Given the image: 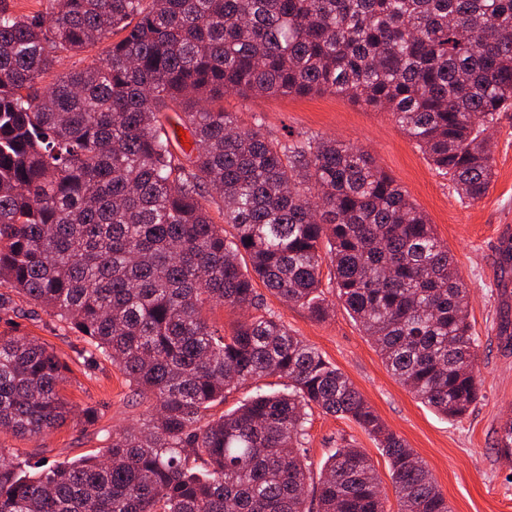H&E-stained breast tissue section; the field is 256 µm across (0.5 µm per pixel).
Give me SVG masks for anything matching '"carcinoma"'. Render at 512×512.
<instances>
[{"instance_id": "obj_1", "label": "carcinoma", "mask_w": 512, "mask_h": 512, "mask_svg": "<svg viewBox=\"0 0 512 512\" xmlns=\"http://www.w3.org/2000/svg\"><path fill=\"white\" fill-rule=\"evenodd\" d=\"M0 6V314L24 299L154 398L104 453L18 466L0 447V512H385L354 444L306 507L314 410L357 423L387 458L398 512H451L425 462L349 378L264 307L254 281L322 320L336 296L396 380L449 418L480 398L469 286L427 215L371 155L263 132L239 97L330 93L392 115L458 195L493 176L485 137L512 110V0H46ZM102 63L42 79L114 34ZM192 140L175 151L177 128ZM217 212L223 224L214 221ZM233 229L227 233L224 225ZM251 311L230 334L206 307ZM71 369L0 334V429L66 420ZM234 410L224 393L269 377ZM498 451L512 455V419Z\"/></svg>"}]
</instances>
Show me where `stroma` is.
I'll return each mask as SVG.
<instances>
[{"mask_svg": "<svg viewBox=\"0 0 512 512\" xmlns=\"http://www.w3.org/2000/svg\"><path fill=\"white\" fill-rule=\"evenodd\" d=\"M227 110L261 113L268 132H308L363 147L376 164L405 189L428 216L437 236L447 243L456 267L470 287L468 321L479 342L477 376L481 397L462 418L451 420L421 403L387 370L373 341L343 307L323 320L303 307L287 304L257 285L265 308L288 329L341 369L387 426L426 463L451 512H512V459L497 450L501 422L512 417V343L501 327L512 329V264L503 265L500 227L512 225V111L501 113L491 132L494 178L480 201H461L448 180L396 127L390 114L377 112L333 94L270 96L242 101L224 99ZM35 336L72 367L62 395L72 408L67 419L43 434L17 436L0 432V446L19 462L53 465L98 452V428L129 429L147 418L149 398L133 399L117 365L86 367L77 362L83 337L63 331L42 307L22 301L17 314L0 319V333ZM97 407L98 427L87 428L81 411ZM354 441L373 461L382 481L387 512H397L398 497L386 458L355 422L314 412L305 450L311 479L319 481L323 463L338 438Z\"/></svg>", "mask_w": 512, "mask_h": 512, "instance_id": "35a3bbf8", "label": "stroma"}]
</instances>
